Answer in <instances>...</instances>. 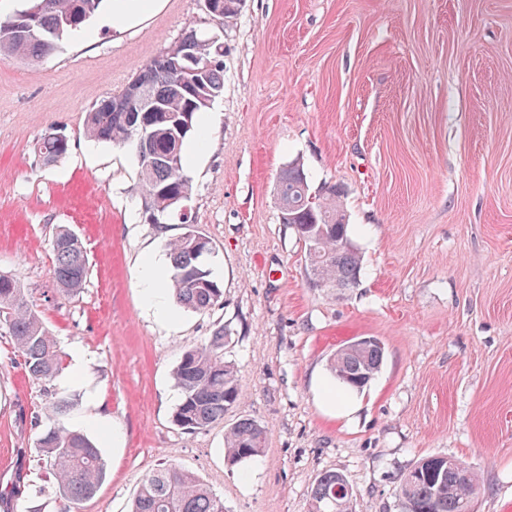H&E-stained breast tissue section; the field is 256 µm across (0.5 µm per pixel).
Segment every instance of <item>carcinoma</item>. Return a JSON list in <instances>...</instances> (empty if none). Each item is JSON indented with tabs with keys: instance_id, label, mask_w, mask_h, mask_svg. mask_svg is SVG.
<instances>
[{
	"instance_id": "obj_1",
	"label": "carcinoma",
	"mask_w": 512,
	"mask_h": 512,
	"mask_svg": "<svg viewBox=\"0 0 512 512\" xmlns=\"http://www.w3.org/2000/svg\"><path fill=\"white\" fill-rule=\"evenodd\" d=\"M212 20L230 25L238 15L237 0H213ZM30 31L23 15L31 0L9 15H0V56H14L38 63L52 55L71 36L82 31L99 10L102 0H47ZM189 52L196 64L183 63L177 73L160 70L151 61L135 78L148 103L134 109L112 105L116 96L101 100L87 113L84 137L132 148L144 205L152 223L162 220L192 194L185 171L186 145L195 131L198 114L210 109L224 92V45L200 36L193 29L164 50L181 59ZM68 139L55 133L38 143L45 165L68 153ZM280 207L294 215L292 225L305 245H317L314 269L322 286L353 288L358 285L361 257L349 238L334 186L324 189L317 202H308L310 187L303 166L294 161L278 177ZM194 239L180 235L170 240L167 252L171 275L167 284L177 305L207 312L221 302L220 283L203 263L206 253ZM54 274L63 291L75 293L86 283L90 266L79 237L63 229L51 241ZM0 312L8 318V333L23 359L25 372L49 382L58 374L61 357L44 323L30 307L24 291L11 277L0 274ZM227 328L220 326L204 342L186 349L172 372L181 392L173 413L176 425L187 431L206 429L224 421L243 393L233 364L224 361ZM384 360L379 341L346 345L329 359V371L342 391L360 392L375 378ZM72 405L67 397H55L46 406L52 417H63ZM267 431L257 421L242 418L224 430V459L230 465L248 463L261 455ZM39 447L51 470L60 497L78 504L92 498L105 473L100 449L83 432L59 425L48 430ZM22 476L0 488V512H12L13 499L21 490ZM477 476L454 463V458L431 455L421 458L400 481L403 512H474ZM130 512H224V499L213 493L194 473L173 464H161L144 475ZM310 512H356L346 477L328 471L320 474L310 493Z\"/></svg>"
}]
</instances>
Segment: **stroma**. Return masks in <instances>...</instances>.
Masks as SVG:
<instances>
[{"label":"stroma","instance_id":"obj_1","mask_svg":"<svg viewBox=\"0 0 512 512\" xmlns=\"http://www.w3.org/2000/svg\"><path fill=\"white\" fill-rule=\"evenodd\" d=\"M112 0L42 63L0 57V274L16 279L55 337L63 368L30 378L0 323V484L24 465L16 512H128L160 463L195 473L225 512H309L318 475H345L357 512H401L400 478L429 455L480 480L476 512H512V0H244L214 28L203 0H157L122 25ZM217 29L224 95L186 170L193 193L145 218L130 149L91 142L86 112L119 93L187 28ZM56 132L68 153L45 165ZM301 161L312 191L336 186L362 258L354 288L314 284L281 221L277 177ZM192 226L224 290L206 313L145 301V260ZM67 228L90 276L54 278ZM226 326L243 390L223 423L188 432L172 415L184 350ZM378 338L382 367L341 394L337 348ZM101 449L96 495L54 491L38 439L50 397ZM266 428L261 457L224 460V427ZM57 135L55 133L45 134L38 143V156L45 165L56 162L70 149L69 140L63 137V141L60 142Z\"/></svg>","mask_w":512,"mask_h":512}]
</instances>
